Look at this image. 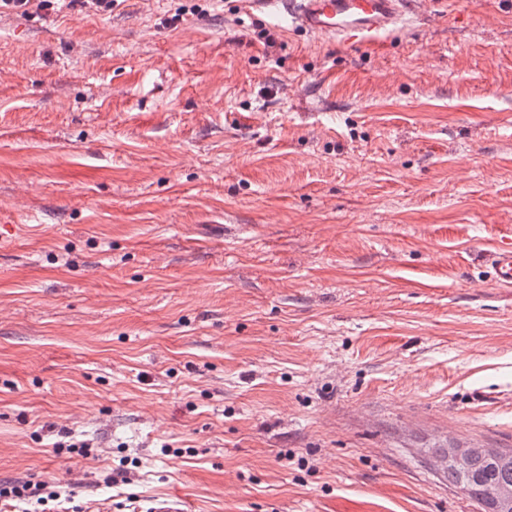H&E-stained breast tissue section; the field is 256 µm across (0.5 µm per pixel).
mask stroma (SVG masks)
<instances>
[{
	"mask_svg": "<svg viewBox=\"0 0 512 512\" xmlns=\"http://www.w3.org/2000/svg\"><path fill=\"white\" fill-rule=\"evenodd\" d=\"M508 245L512 0L373 46L243 0L2 11L0 481L477 512L428 457L512 448ZM494 283L502 288H512V249L499 248L489 255Z\"/></svg>",
	"mask_w": 512,
	"mask_h": 512,
	"instance_id": "obj_1",
	"label": "stroma"
}]
</instances>
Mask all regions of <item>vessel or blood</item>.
I'll return each instance as SVG.
<instances>
[{
  "label": "vessel or blood",
  "instance_id": "vessel-or-blood-1",
  "mask_svg": "<svg viewBox=\"0 0 512 512\" xmlns=\"http://www.w3.org/2000/svg\"><path fill=\"white\" fill-rule=\"evenodd\" d=\"M289 28L337 44H372L407 28L413 0H265ZM493 280L512 288V249L500 248L489 255Z\"/></svg>",
  "mask_w": 512,
  "mask_h": 512
}]
</instances>
